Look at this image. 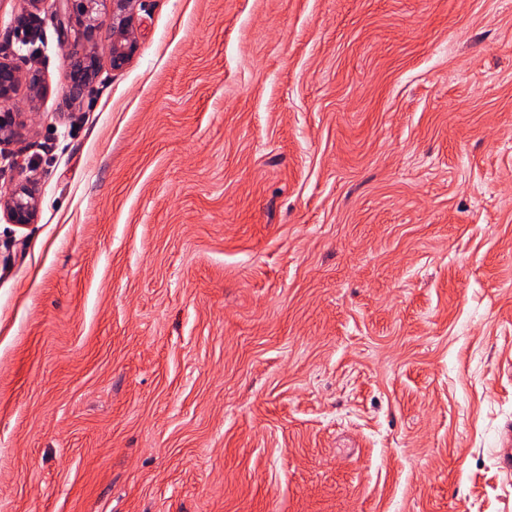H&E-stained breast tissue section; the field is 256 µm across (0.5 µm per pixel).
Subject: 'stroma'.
Returning a JSON list of instances; mask_svg holds the SVG:
<instances>
[{"label":"stroma","instance_id":"35a3bbf8","mask_svg":"<svg viewBox=\"0 0 512 512\" xmlns=\"http://www.w3.org/2000/svg\"><path fill=\"white\" fill-rule=\"evenodd\" d=\"M134 15L0 0V512H512V0ZM74 1L79 2L82 13L87 17V30L109 22L112 28V51L109 55L112 69H121L127 65L138 49L133 11L136 0ZM81 40V33L74 34V51L69 58L68 70L65 73V79L73 93H79L89 85L97 72V57L86 51H78L76 48ZM25 86L30 100L38 97L42 90L41 75L34 70H21L15 63L0 60V143L13 132L15 118L7 104L12 94ZM0 208L10 223L31 224L37 217L39 202L31 189L22 186L7 195H1Z\"/></svg>","mask_w":512,"mask_h":512}]
</instances>
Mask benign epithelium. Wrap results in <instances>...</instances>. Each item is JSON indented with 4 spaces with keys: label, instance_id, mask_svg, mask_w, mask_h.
Masks as SVG:
<instances>
[{
    "label": "benign epithelium",
    "instance_id": "benign-epithelium-1",
    "mask_svg": "<svg viewBox=\"0 0 512 512\" xmlns=\"http://www.w3.org/2000/svg\"><path fill=\"white\" fill-rule=\"evenodd\" d=\"M82 13L87 17L86 28L95 29L104 23L112 28V51L109 62L112 68L121 69L134 57L138 42L134 26L136 0H78ZM97 57L86 51L75 50L69 58L65 79L72 92L79 93L89 85L97 72ZM26 87L30 98L38 97L42 90L41 75L34 70H21L15 63L0 60V141L12 134L15 118L7 103L20 87ZM0 209L12 224L34 223L39 202L34 192L22 186L0 196Z\"/></svg>",
    "mask_w": 512,
    "mask_h": 512
}]
</instances>
